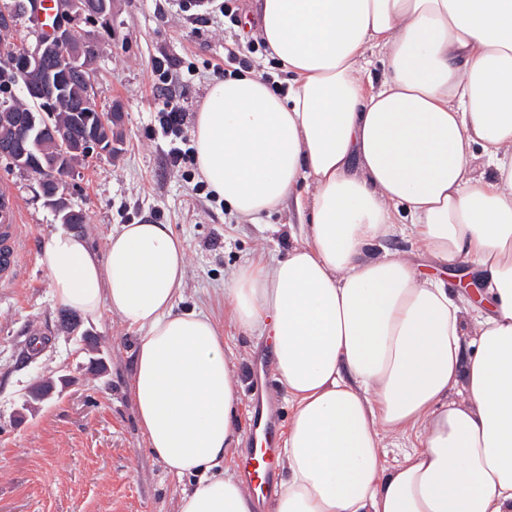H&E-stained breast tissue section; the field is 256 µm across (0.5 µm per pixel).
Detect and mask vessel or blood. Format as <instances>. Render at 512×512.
Listing matches in <instances>:
<instances>
[{"mask_svg": "<svg viewBox=\"0 0 512 512\" xmlns=\"http://www.w3.org/2000/svg\"><path fill=\"white\" fill-rule=\"evenodd\" d=\"M19 222V206L12 194L0 189V286L19 288L24 283L23 237ZM266 446L261 453H249L243 462V478L251 485L269 492L276 465L275 448L278 444V425L264 419L261 427Z\"/></svg>", "mask_w": 512, "mask_h": 512, "instance_id": "b4317fda", "label": "vessel or blood"}]
</instances>
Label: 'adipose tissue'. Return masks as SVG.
Listing matches in <instances>:
<instances>
[{"label":"adipose tissue","instance_id":"adipose-tissue-1","mask_svg":"<svg viewBox=\"0 0 512 512\" xmlns=\"http://www.w3.org/2000/svg\"><path fill=\"white\" fill-rule=\"evenodd\" d=\"M285 74L211 81L195 160L238 218L294 202L282 258L224 294L270 337L293 411L272 512H512V0H256ZM379 51L381 77L363 82ZM464 266L473 303L392 234ZM58 307L138 330L129 388L152 454L193 477L178 512H254L235 475L238 380L212 315L176 311L185 247L170 225H121L104 253L77 231L43 245ZM411 433L386 466L382 438Z\"/></svg>","mask_w":512,"mask_h":512}]
</instances>
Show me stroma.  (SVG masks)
<instances>
[{
    "label": "stroma",
    "mask_w": 512,
    "mask_h": 512,
    "mask_svg": "<svg viewBox=\"0 0 512 512\" xmlns=\"http://www.w3.org/2000/svg\"><path fill=\"white\" fill-rule=\"evenodd\" d=\"M180 0H112L108 20L87 23L101 54L94 65L97 101L120 105V151L79 166L70 187L83 210L82 230L104 251L120 225L142 217L171 225L183 240L186 276L179 308L198 307L221 325L239 382L240 444L224 460L237 472L250 448L257 406L287 425L291 402L278 383L268 339L234 326L224 302L233 271L244 260L280 257L288 250L293 203L266 221L276 233L238 221L214 196L196 192L195 161L171 167L168 138L154 133L157 109L174 99L196 116L212 79L233 72L229 51L246 48L254 32L225 24L220 12L192 24ZM165 56L176 68L171 81L153 77L151 63ZM0 186L18 200L23 237L31 255L25 285L0 288V512H177L192 480L169 473L150 452L128 390L136 330L103 311L62 331L47 271L38 261L60 225L38 195L35 175L0 163ZM68 370L74 383L34 413L21 415L25 395L39 380Z\"/></svg>",
    "instance_id": "stroma-1"
}]
</instances>
